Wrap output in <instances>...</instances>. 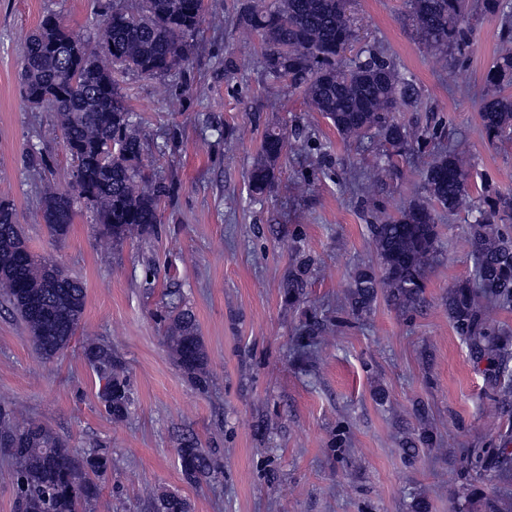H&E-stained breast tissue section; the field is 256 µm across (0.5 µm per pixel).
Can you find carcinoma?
Here are the masks:
<instances>
[{
	"instance_id": "obj_1",
	"label": "carcinoma",
	"mask_w": 512,
	"mask_h": 512,
	"mask_svg": "<svg viewBox=\"0 0 512 512\" xmlns=\"http://www.w3.org/2000/svg\"><path fill=\"white\" fill-rule=\"evenodd\" d=\"M408 20L422 45L446 64L448 52L465 38L467 0H407ZM489 14L512 13V0H482ZM205 11L204 0H135L114 6L98 23L94 51L73 36L55 16L44 18L24 38L21 80L26 101L55 113L62 144L80 173L73 188L42 190V216L50 234L67 236L84 201L95 214L97 239L110 252L133 237L151 233L160 223L159 201L166 186L156 180L142 159L137 116L125 103L115 73L145 77L172 76L190 64L192 37ZM237 30L260 37L263 68L274 82L304 88L309 108L321 113L345 141L359 146L371 137L388 145L369 172L374 182L396 169L393 160L413 145L431 143L423 172L422 196L395 217L373 213L369 221L380 272H355L346 289L350 311L370 309L378 293L397 308L418 305L424 277L438 260L440 213L457 211L471 193L467 154L435 142L427 129L413 128L394 115L399 103L415 104V84L375 44H364L345 57L356 40L347 14V0H243L236 14ZM496 92L480 108L483 130L491 142L512 136V49L501 51L485 74ZM294 145L288 130L266 129L250 172V190L263 196L273 189L282 158ZM483 206L470 224L475 263L473 278L448 292V317L461 338L495 366L494 381L503 393L512 391V357L504 353L509 334L484 321L489 305L512 307V197L481 185ZM308 261L300 262L285 284L288 297L300 298ZM55 267L27 247L11 201L0 199V294L28 329L45 360L63 353L82 320L86 288L68 275L50 286ZM321 333L316 321L300 329L299 347L310 349ZM166 344L184 373L199 387L207 384V359L193 311L176 305L170 311ZM84 355L104 384L98 397L109 419L121 420L133 403L129 382L120 376L112 349L97 341L84 345ZM0 452L10 461L8 473L17 490L16 512H84L97 499L99 485L91 478L107 470L103 453L77 456L50 429L35 421L23 425L12 409L0 404ZM181 469L189 481L209 476L211 464L198 448L179 450ZM474 466L494 463L512 470V451L496 448L483 456L471 453ZM156 512H189L188 503L172 493L156 498Z\"/></svg>"
}]
</instances>
